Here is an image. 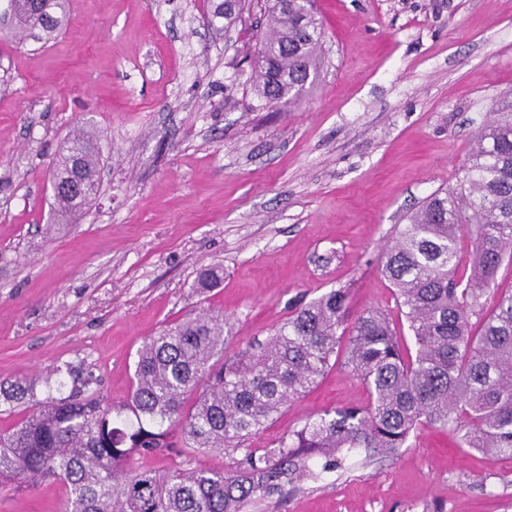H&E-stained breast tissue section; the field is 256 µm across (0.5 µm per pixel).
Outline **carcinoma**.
Returning a JSON list of instances; mask_svg holds the SVG:
<instances>
[{"label": "carcinoma", "mask_w": 512, "mask_h": 512, "mask_svg": "<svg viewBox=\"0 0 512 512\" xmlns=\"http://www.w3.org/2000/svg\"><path fill=\"white\" fill-rule=\"evenodd\" d=\"M242 10V0H222L213 16L230 23ZM264 10L254 91L266 105L291 109L316 76L322 24L282 0H264ZM69 16V0H7L3 24L20 43L46 44ZM74 156L83 190L52 189L73 224L98 191L101 151L92 133L73 135L51 184L71 180ZM407 220L381 274L395 288L415 354L403 350L381 310L363 312L346 329L344 288L299 306L265 342L231 354L229 324L204 311L144 343L123 404L96 387L92 371L80 377L68 364L52 368L56 395L43 400L25 382L1 381L0 406L29 413L0 432V482L17 490L59 484L65 499L56 512H243L312 475L311 461L329 471L343 448H403L421 426L449 427L465 448L512 457V289L497 282L502 266L512 267V114L477 130L463 177L423 198ZM223 279L221 268H207L194 288L207 293ZM343 347L369 403L309 417L275 448L245 447L318 383ZM173 448L181 461L165 473L130 467L136 455ZM209 451L242 457L211 469L197 461Z\"/></svg>", "instance_id": "1"}]
</instances>
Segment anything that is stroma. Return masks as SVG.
Segmentation results:
<instances>
[{
	"instance_id": "obj_1",
	"label": "stroma",
	"mask_w": 512,
	"mask_h": 512,
	"mask_svg": "<svg viewBox=\"0 0 512 512\" xmlns=\"http://www.w3.org/2000/svg\"><path fill=\"white\" fill-rule=\"evenodd\" d=\"M70 0L65 33L18 45L0 27V381L46 395L53 366L92 369L127 399L144 341L203 310L263 341L336 288L347 319L387 312L415 342L380 269L407 212L455 183L474 131L512 112V0H315L325 55L288 111L259 106L258 0ZM99 139V195L61 224L50 178L75 129ZM224 269L200 294L198 273ZM344 366L253 435L277 447L307 417L364 406ZM60 486H0V512H55ZM512 512V458L421 427L392 453L342 452L332 472L248 512Z\"/></svg>"
}]
</instances>
